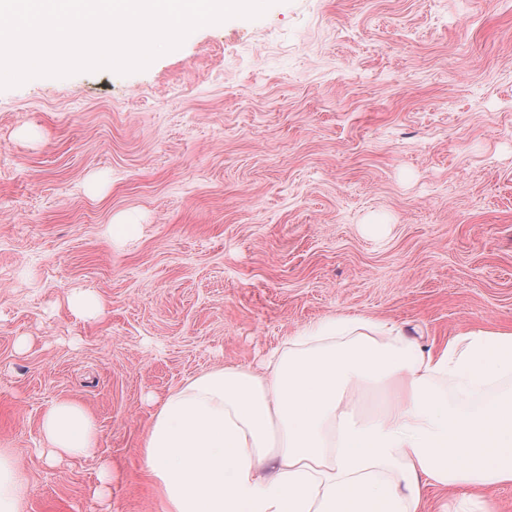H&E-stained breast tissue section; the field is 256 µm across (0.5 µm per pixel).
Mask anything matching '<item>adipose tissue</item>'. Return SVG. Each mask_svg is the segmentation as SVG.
Instances as JSON below:
<instances>
[{"instance_id": "ef3b65f1", "label": "adipose tissue", "mask_w": 512, "mask_h": 512, "mask_svg": "<svg viewBox=\"0 0 512 512\" xmlns=\"http://www.w3.org/2000/svg\"><path fill=\"white\" fill-rule=\"evenodd\" d=\"M498 385L473 406L449 399ZM380 394L358 411L356 392ZM47 457L96 448L77 402L44 413ZM142 455L164 512H421L429 485L512 484V329L468 331L424 349L396 324L331 315L289 338L263 374L217 367L172 389ZM29 486L0 452V512Z\"/></svg>"}]
</instances>
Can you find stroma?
I'll list each match as a JSON object with an SVG mask.
<instances>
[{"instance_id":"stroma-1","label":"stroma","mask_w":512,"mask_h":512,"mask_svg":"<svg viewBox=\"0 0 512 512\" xmlns=\"http://www.w3.org/2000/svg\"><path fill=\"white\" fill-rule=\"evenodd\" d=\"M332 314L427 348L512 327V0H275L141 71L0 89V448L25 512H163L159 401ZM61 399L95 457L38 455ZM425 512H512V485L430 486ZM71 312L80 317L97 315L102 308L101 300L91 291H73L68 297Z\"/></svg>"}]
</instances>
